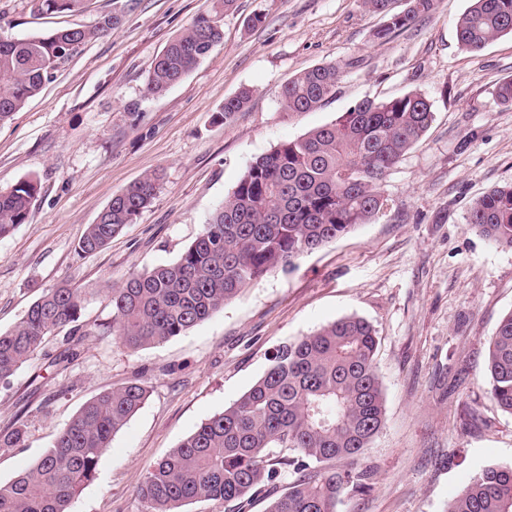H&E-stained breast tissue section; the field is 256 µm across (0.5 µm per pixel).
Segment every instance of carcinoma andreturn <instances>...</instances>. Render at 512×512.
I'll return each mask as SVG.
<instances>
[{"label":"carcinoma","instance_id":"cac0c4a2","mask_svg":"<svg viewBox=\"0 0 512 512\" xmlns=\"http://www.w3.org/2000/svg\"><path fill=\"white\" fill-rule=\"evenodd\" d=\"M33 12H76L84 0H31ZM366 13L385 17L372 36L389 40L429 15L436 0H356ZM199 15L155 58L147 90L162 95L178 84L223 39L220 9ZM104 16L92 28L0 40V120L37 95L59 61L112 29ZM459 44L478 52L512 34V0H471L456 24ZM335 64L306 69L281 87L287 112H310L335 92ZM244 88L224 100V120L249 102ZM432 104L420 93L364 99L336 121L258 157L195 241L169 264L130 273L112 289L110 333L136 350L179 336L224 308L244 287L267 273L284 272L388 206L381 191L389 171L425 135ZM161 176L149 174L116 193L87 226L79 248L107 246L154 199ZM40 191L34 177L0 191V238L28 221ZM467 224L490 242L512 248V186L494 188L471 205ZM85 292L66 284L46 290L19 322L0 333V380H8L56 330L81 316ZM374 327L355 317L339 319L278 347L264 375L232 406L206 421L153 465L138 489L143 512H183L212 501L239 512L252 496L276 485L265 512H335L340 496L362 488L370 472L356 461L383 425L385 407L374 358ZM486 370L490 395L512 414V310L490 341ZM141 382L97 394L60 430L43 457L0 483V512H69L74 497L97 473L100 456L144 405ZM25 426L0 432L1 448H16ZM344 466H337V462ZM448 512H512V466H488L448 503Z\"/></svg>","mask_w":512,"mask_h":512}]
</instances>
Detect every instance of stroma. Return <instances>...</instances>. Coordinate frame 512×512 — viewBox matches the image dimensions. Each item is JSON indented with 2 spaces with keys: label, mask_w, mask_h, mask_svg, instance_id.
<instances>
[{
  "label": "stroma",
  "mask_w": 512,
  "mask_h": 512,
  "mask_svg": "<svg viewBox=\"0 0 512 512\" xmlns=\"http://www.w3.org/2000/svg\"><path fill=\"white\" fill-rule=\"evenodd\" d=\"M470 0H437L429 16L388 41L380 16L355 0H235L224 38L165 94L146 89L155 57L211 11L213 0H86L77 13L37 16L29 0H0V38L120 18L61 61L39 95L0 121V188L34 177L27 223L0 238V332L45 290H85L80 319L52 335L0 381V431L25 424L19 448H0V483L33 466L80 407L140 381L146 404L101 455L70 512H141L147 469L202 422L233 405L273 352L343 317L376 329L384 423L358 466L366 488L335 512H446L489 465L512 464V414L489 395L488 345L512 310V248L466 222L472 203L512 185V106L496 90L512 76V35L462 49L456 23ZM262 13V25L248 22ZM336 64L335 94L313 112L283 110L294 75ZM251 98L223 120L225 98ZM410 92L434 120L387 175L389 206L370 223L243 288L209 319L136 351L112 336L110 291L125 276L174 261L256 158L334 122L358 101ZM158 171L149 208L102 251L78 243L112 196Z\"/></svg>",
  "instance_id": "obj_1"
}]
</instances>
